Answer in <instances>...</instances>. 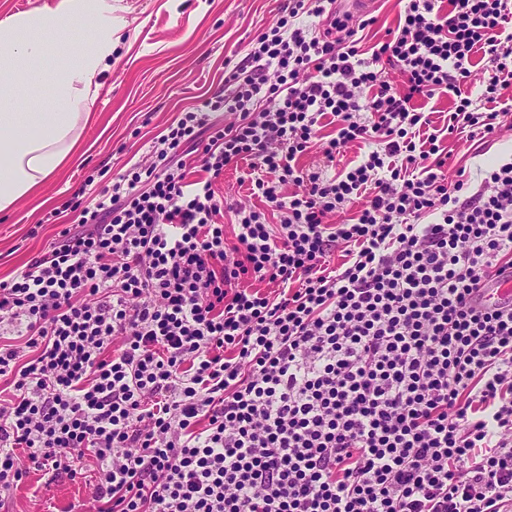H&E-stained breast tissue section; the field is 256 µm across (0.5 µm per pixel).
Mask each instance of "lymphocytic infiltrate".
<instances>
[{
	"mask_svg": "<svg viewBox=\"0 0 512 512\" xmlns=\"http://www.w3.org/2000/svg\"><path fill=\"white\" fill-rule=\"evenodd\" d=\"M329 2L285 0L204 112L0 281L1 490L24 448L55 480L92 459L89 512H512V309L471 303L512 267V162L450 189L436 134L415 141L449 92L453 124L496 134L460 85L512 82V0H408L367 59L345 22L310 25ZM373 139L337 176L296 164ZM244 162L280 220L235 206L230 244L214 182Z\"/></svg>",
	"mask_w": 512,
	"mask_h": 512,
	"instance_id": "lymphocytic-infiltrate-1",
	"label": "lymphocytic infiltrate"
}]
</instances>
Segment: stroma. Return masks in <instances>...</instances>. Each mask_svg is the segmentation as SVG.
Instances as JSON below:
<instances>
[{
  "label": "stroma",
  "instance_id": "obj_1",
  "mask_svg": "<svg viewBox=\"0 0 512 512\" xmlns=\"http://www.w3.org/2000/svg\"><path fill=\"white\" fill-rule=\"evenodd\" d=\"M283 0H112V31L120 40L121 57L103 73V87L90 120L79 130L76 162L43 189L48 204L19 201L0 212V281L11 279L31 260L48 251L62 230L72 227V197L92 205L99 191L126 165L150 163L158 136L182 113L200 109L224 79L225 59L242 58L252 38L275 25ZM404 0H378L373 24L360 33L363 52H372L395 29ZM452 94L425 104L432 128L441 130V148L449 155L448 183L465 173L473 188L483 189L487 170L512 161V86L493 104L498 111L496 135L480 139L446 134L453 110ZM379 142L349 145L334 162L320 146L298 157L304 169L334 174L358 163ZM247 167L226 169L215 190L225 204L242 203L266 209L251 196ZM18 463L28 475L7 491L10 512H85L89 489L84 480L47 483L26 455Z\"/></svg>",
  "mask_w": 512,
  "mask_h": 512
}]
</instances>
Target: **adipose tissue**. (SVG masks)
<instances>
[{
  "label": "adipose tissue",
  "mask_w": 512,
  "mask_h": 512,
  "mask_svg": "<svg viewBox=\"0 0 512 512\" xmlns=\"http://www.w3.org/2000/svg\"><path fill=\"white\" fill-rule=\"evenodd\" d=\"M57 37L80 40L78 52L56 53ZM113 52L110 0H60L0 21V212L72 161Z\"/></svg>",
  "instance_id": "obj_1"
}]
</instances>
